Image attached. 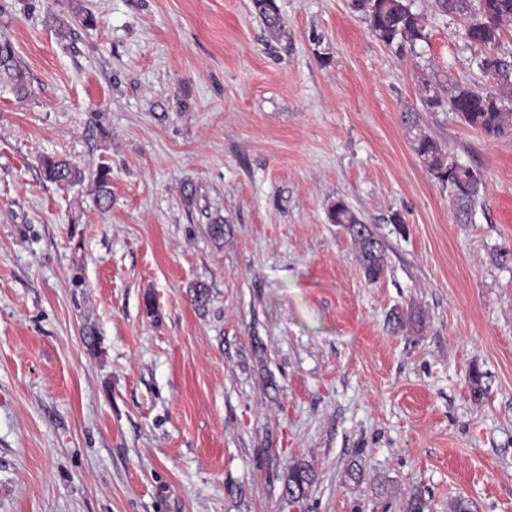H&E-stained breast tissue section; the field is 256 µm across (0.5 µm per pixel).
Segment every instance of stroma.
I'll return each mask as SVG.
<instances>
[{
    "mask_svg": "<svg viewBox=\"0 0 512 512\" xmlns=\"http://www.w3.org/2000/svg\"><path fill=\"white\" fill-rule=\"evenodd\" d=\"M276 3L273 37L252 0H0V512H512V135L420 92L492 84L486 51L430 0L400 54L348 0ZM407 110L482 174L472 223ZM2 75L14 81L20 91L25 90L22 64L15 57L14 51L8 42L0 43V78ZM41 167L44 178L51 183L75 184L84 180V172L67 160L44 157ZM333 224L346 229L355 245L359 264L368 281H378L385 271V246L344 200H337L330 208ZM359 226L360 230L356 227ZM312 482L310 470L303 464H296L288 469V479L285 483V493L292 498H301L306 492V486Z\"/></svg>",
    "mask_w": 512,
    "mask_h": 512,
    "instance_id": "obj_1",
    "label": "stroma"
}]
</instances>
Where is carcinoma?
I'll use <instances>...</instances> for the list:
<instances>
[{
  "label": "carcinoma",
  "instance_id": "cac0c4a2",
  "mask_svg": "<svg viewBox=\"0 0 512 512\" xmlns=\"http://www.w3.org/2000/svg\"><path fill=\"white\" fill-rule=\"evenodd\" d=\"M432 2L439 12L463 20L462 36L468 42L487 49L498 46L502 28L512 23V0H479L476 7L472 0ZM253 8L269 33H281L284 21L276 0H253ZM349 8L368 19L379 41L389 47H397L400 52L406 45L413 46L425 39L423 17L413 10V0H349ZM482 66L496 80L492 89L469 86L450 77L444 81L425 79L422 90L430 111H451L469 126L490 137H498L512 131V59L488 55L483 59ZM2 75L14 81L20 90H25L22 64L7 42L0 43ZM401 120L411 135V147L426 170L448 185L456 223H469L483 188L480 171L459 163L443 149L437 139L421 128L414 113H401ZM41 167L44 178L51 183L75 184L84 180V172L67 160L45 157ZM95 193L99 206L104 210L110 208L112 191L109 169L105 166L98 170ZM330 219L349 232L366 279L370 282L379 280L385 271V246L382 240L341 199L331 206ZM310 484L308 467L296 464L288 469L285 483L288 496L296 499L303 497L306 486Z\"/></svg>",
  "mask_w": 512,
  "mask_h": 512
}]
</instances>
